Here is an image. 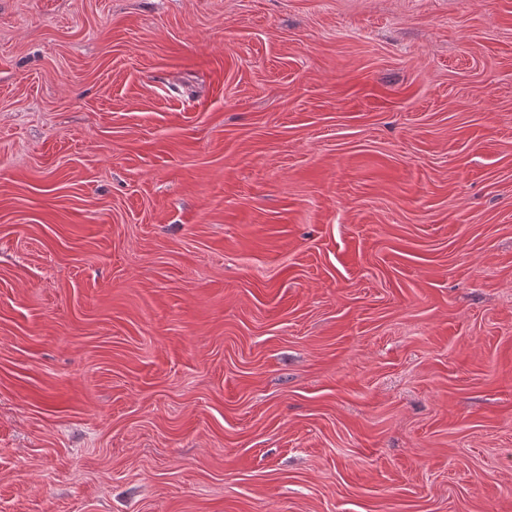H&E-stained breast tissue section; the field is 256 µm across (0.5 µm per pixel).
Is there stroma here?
Segmentation results:
<instances>
[{"mask_svg":"<svg viewBox=\"0 0 512 512\" xmlns=\"http://www.w3.org/2000/svg\"><path fill=\"white\" fill-rule=\"evenodd\" d=\"M0 512H512V0H0Z\"/></svg>","mask_w":512,"mask_h":512,"instance_id":"1","label":"stroma"}]
</instances>
